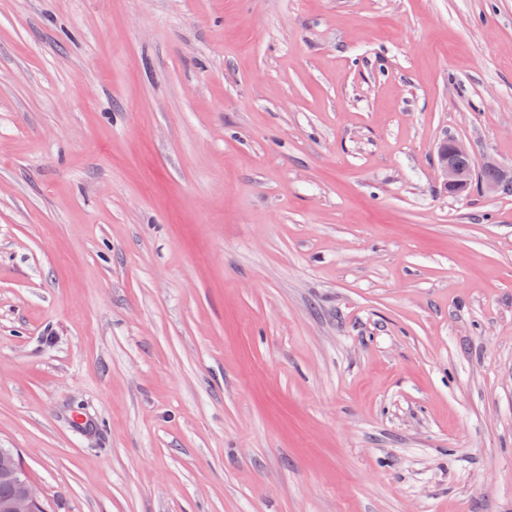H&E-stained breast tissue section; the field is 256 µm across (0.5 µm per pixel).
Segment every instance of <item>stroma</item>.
Wrapping results in <instances>:
<instances>
[{
  "label": "stroma",
  "instance_id": "stroma-1",
  "mask_svg": "<svg viewBox=\"0 0 512 512\" xmlns=\"http://www.w3.org/2000/svg\"><path fill=\"white\" fill-rule=\"evenodd\" d=\"M512 0H0V448L46 512H512ZM437 173L440 182L444 188L451 194H461L463 189L470 184L471 180L477 175L480 177L482 171L493 164H485L479 170L471 157L468 147L459 140H444L438 147ZM467 160L468 165L463 166L459 160ZM494 174L490 171H484L482 179L493 178Z\"/></svg>",
  "mask_w": 512,
  "mask_h": 512
}]
</instances>
